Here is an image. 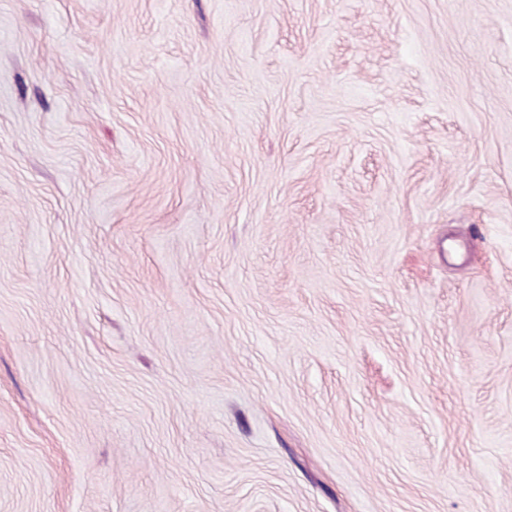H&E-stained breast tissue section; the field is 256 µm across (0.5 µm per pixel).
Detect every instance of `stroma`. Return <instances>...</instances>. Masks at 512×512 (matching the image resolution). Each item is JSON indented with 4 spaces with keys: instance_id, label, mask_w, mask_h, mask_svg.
<instances>
[{
    "instance_id": "stroma-1",
    "label": "stroma",
    "mask_w": 512,
    "mask_h": 512,
    "mask_svg": "<svg viewBox=\"0 0 512 512\" xmlns=\"http://www.w3.org/2000/svg\"><path fill=\"white\" fill-rule=\"evenodd\" d=\"M0 512H512V0H0Z\"/></svg>"
}]
</instances>
